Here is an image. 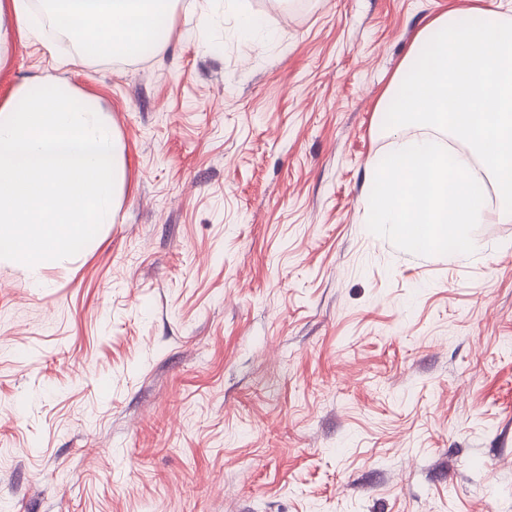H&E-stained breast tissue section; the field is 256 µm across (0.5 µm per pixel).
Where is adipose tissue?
<instances>
[{
  "mask_svg": "<svg viewBox=\"0 0 512 512\" xmlns=\"http://www.w3.org/2000/svg\"><path fill=\"white\" fill-rule=\"evenodd\" d=\"M172 0H55L59 30L75 39L79 60L126 59L157 50Z\"/></svg>",
  "mask_w": 512,
  "mask_h": 512,
  "instance_id": "ef3b65f1",
  "label": "adipose tissue"
}]
</instances>
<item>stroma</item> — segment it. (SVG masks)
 <instances>
[{
	"instance_id": "obj_1",
	"label": "stroma",
	"mask_w": 512,
	"mask_h": 512,
	"mask_svg": "<svg viewBox=\"0 0 512 512\" xmlns=\"http://www.w3.org/2000/svg\"><path fill=\"white\" fill-rule=\"evenodd\" d=\"M497 2L176 0L122 60L0 27V102L80 87L127 173L76 256L0 260L6 512H512V223L451 260L362 211L420 29Z\"/></svg>"
}]
</instances>
